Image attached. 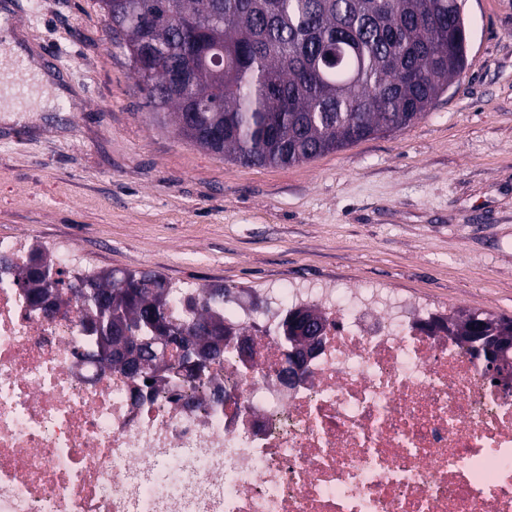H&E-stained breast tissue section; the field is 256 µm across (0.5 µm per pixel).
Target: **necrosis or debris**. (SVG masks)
Instances as JSON below:
<instances>
[{"mask_svg":"<svg viewBox=\"0 0 512 512\" xmlns=\"http://www.w3.org/2000/svg\"><path fill=\"white\" fill-rule=\"evenodd\" d=\"M325 342L279 388V348L228 352L197 406L79 360L83 308L33 307L0 280V512H512V390L382 288H284Z\"/></svg>","mask_w":512,"mask_h":512,"instance_id":"obj_1","label":"necrosis or debris"}]
</instances>
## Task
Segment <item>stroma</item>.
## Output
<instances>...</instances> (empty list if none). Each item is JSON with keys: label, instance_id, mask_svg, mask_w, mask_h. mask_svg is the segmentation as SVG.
<instances>
[{"label": "stroma", "instance_id": "obj_1", "mask_svg": "<svg viewBox=\"0 0 512 512\" xmlns=\"http://www.w3.org/2000/svg\"><path fill=\"white\" fill-rule=\"evenodd\" d=\"M471 65L409 127L277 168L181 140L112 46L98 0H0L71 100L0 112V236L87 269L221 283L255 319L279 288L391 289L512 317V0H464Z\"/></svg>", "mask_w": 512, "mask_h": 512}]
</instances>
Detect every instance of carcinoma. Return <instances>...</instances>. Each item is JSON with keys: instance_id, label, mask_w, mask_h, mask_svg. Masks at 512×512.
<instances>
[{"instance_id": "carcinoma-1", "label": "carcinoma", "mask_w": 512, "mask_h": 512, "mask_svg": "<svg viewBox=\"0 0 512 512\" xmlns=\"http://www.w3.org/2000/svg\"><path fill=\"white\" fill-rule=\"evenodd\" d=\"M112 43L135 69L147 104L189 143L244 166H290L378 134L405 129L470 65L460 0H98ZM0 276L36 305L42 285L59 302L76 298L91 327L107 320L101 298L121 307L125 326L112 348L143 341V369L119 359L105 365L134 381H163L162 372L188 367L191 353L160 358L149 340L167 329L191 336L216 357L230 324L222 284L181 294L153 270L101 269L69 276L40 243L24 259L0 258ZM297 313H282L264 329L294 331ZM454 336L471 325L512 339V318L448 314Z\"/></svg>"}]
</instances>
